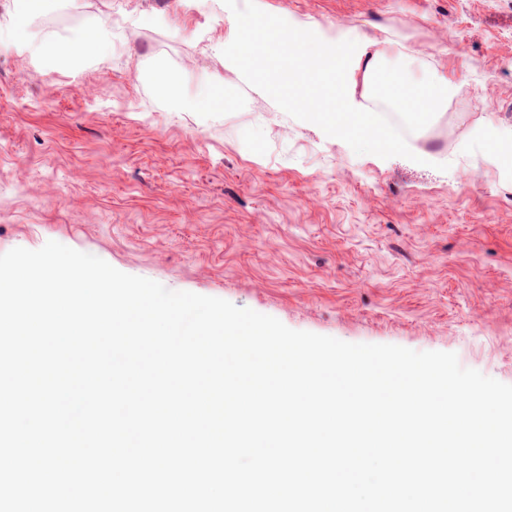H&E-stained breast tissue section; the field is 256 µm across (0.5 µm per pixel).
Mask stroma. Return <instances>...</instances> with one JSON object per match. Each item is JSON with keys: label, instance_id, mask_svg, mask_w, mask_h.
<instances>
[{"label": "stroma", "instance_id": "35a3bbf8", "mask_svg": "<svg viewBox=\"0 0 512 512\" xmlns=\"http://www.w3.org/2000/svg\"><path fill=\"white\" fill-rule=\"evenodd\" d=\"M0 0V254L56 241L169 290L296 331L452 352L512 384V0ZM346 57L366 38L443 74V111L385 152L329 126L341 100L289 106L224 58L244 14ZM56 45L105 36L62 63ZM201 80L215 111L158 97ZM39 50L42 54L48 55L52 58H63V57H71L76 54L79 55H87V54H98L103 53L106 50V44L103 39H93L81 44L77 48V53L71 51L67 48L58 46V45H48L42 44L39 47Z\"/></svg>", "mask_w": 512, "mask_h": 512}]
</instances>
